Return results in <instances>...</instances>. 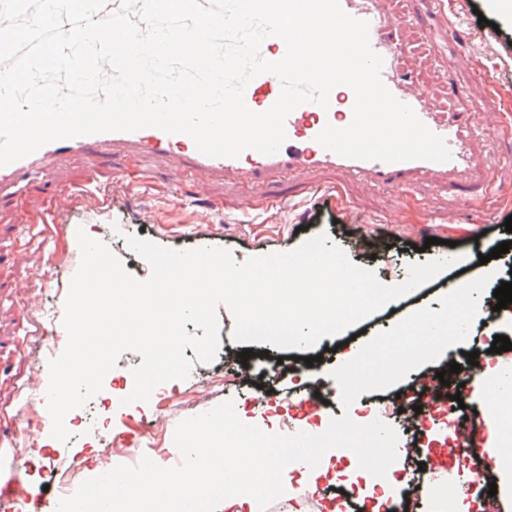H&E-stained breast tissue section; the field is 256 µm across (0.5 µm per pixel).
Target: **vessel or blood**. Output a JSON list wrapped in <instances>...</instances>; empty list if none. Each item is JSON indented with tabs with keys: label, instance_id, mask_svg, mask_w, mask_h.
<instances>
[{
	"label": "vessel or blood",
	"instance_id": "obj_1",
	"mask_svg": "<svg viewBox=\"0 0 512 512\" xmlns=\"http://www.w3.org/2000/svg\"><path fill=\"white\" fill-rule=\"evenodd\" d=\"M350 16L367 21L371 48L383 59L381 78L400 102L410 106L417 117L435 134L443 137L451 151L446 162L407 160L387 163L359 160L338 155L316 140L325 126L347 127L353 119V91L334 88L328 107L305 103L294 109L285 121L286 140L277 153L265 155L254 150L239 157H209L198 151L192 138L185 134H168L157 128L134 132H105L50 142L33 154L6 166H0V200L13 196L35 175L47 170L63 154L93 147H115L140 155L170 157L184 168L205 176H234L256 182L283 173H301L314 169L342 170L364 177L375 185L406 186L416 176L444 179L457 187L472 165L470 114L433 111L425 95L406 87L396 76L398 47L387 38L388 31L399 25L398 17L383 12L375 0H340ZM282 89L280 79L271 73L255 77L247 86L245 103L254 112L269 110Z\"/></svg>",
	"mask_w": 512,
	"mask_h": 512
}]
</instances>
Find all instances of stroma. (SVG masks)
<instances>
[{"label":"stroma","mask_w":512,"mask_h":512,"mask_svg":"<svg viewBox=\"0 0 512 512\" xmlns=\"http://www.w3.org/2000/svg\"><path fill=\"white\" fill-rule=\"evenodd\" d=\"M384 12L405 16L391 39L401 52L398 68L415 81L437 112H469L475 117L471 146L475 167L471 181L482 185L479 200L448 190L432 178H419L407 189L369 184L348 173L309 171L299 177L271 178L244 184L227 177L199 184L172 161L106 150L62 156L45 176L31 180L12 199L0 202V458L14 457L20 443L19 402L33 371L48 372L49 357L33 358L28 344L35 336L65 335L64 304L81 252L77 228L100 239L102 225H112L108 245L123 256L125 235L133 234L173 249L225 247L236 261L291 251L324 234L359 266L387 282L407 278L409 267L457 250L488 255L506 237L512 216V22L497 27L479 23L486 0H378ZM434 245H426V238ZM387 244L373 255L372 243ZM63 264H54L55 256ZM493 271L482 293L491 318L475 317L462 345L447 348L418 374L448 371L478 352L483 368L496 365L490 347L495 336L512 339V307L496 310L493 292L507 280L502 259L488 265H451L431 282L316 347L279 349L268 343H234V318L219 307L221 347L252 350L250 379L215 390L204 380L165 382L162 397H149L112 412V430L130 447H139L138 425L164 420V447L184 419L232 402L238 418L268 434L278 424L271 408L291 397L325 387L344 357L359 352L367 338L390 329L421 308H436L450 283L473 280ZM314 364H306L305 356ZM422 395L412 377L380 391L361 394L350 406L335 402V417H358L366 404L384 398L417 403ZM91 438L71 437L53 447H37L32 466L18 469L16 480L30 498L46 482L44 465L59 456L85 478L95 474ZM343 462L316 465L314 477L290 472L282 494L267 512H332L344 494Z\"/></svg>","instance_id":"obj_1"}]
</instances>
